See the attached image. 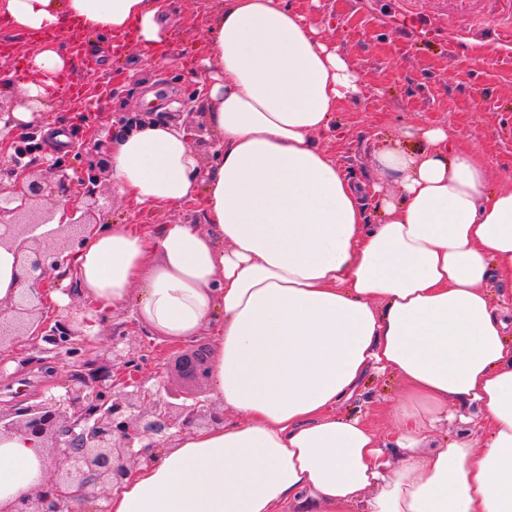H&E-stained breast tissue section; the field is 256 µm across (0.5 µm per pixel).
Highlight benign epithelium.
<instances>
[{
	"label": "benign epithelium",
	"mask_w": 512,
	"mask_h": 512,
	"mask_svg": "<svg viewBox=\"0 0 512 512\" xmlns=\"http://www.w3.org/2000/svg\"><path fill=\"white\" fill-rule=\"evenodd\" d=\"M11 114L0 103V121L12 138L0 154V218H9L0 224V245L23 254V275L17 295L0 306V353L12 352L20 363L29 348L52 353L70 371L64 394L0 411V436L39 439L54 463L46 486L1 505L0 512H109L112 491L139 466L151 464L156 452L193 429L224 424V411L202 399L178 403V395L163 392L161 379L149 383L142 376L145 355L126 330H114L108 346H95L73 317L46 319L45 279L69 264L73 249L96 228L88 201L97 196L102 169L90 166L79 195L72 196L65 165L34 157V132L11 128ZM49 196L70 204L65 236L53 246L37 233L54 218L38 206ZM168 362L197 386L210 385L212 351L206 342L192 337L172 347Z\"/></svg>",
	"instance_id": "7a95c632"
}]
</instances>
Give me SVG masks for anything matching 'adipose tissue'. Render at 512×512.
I'll return each instance as SVG.
<instances>
[{"label": "adipose tissue", "mask_w": 512, "mask_h": 512, "mask_svg": "<svg viewBox=\"0 0 512 512\" xmlns=\"http://www.w3.org/2000/svg\"><path fill=\"white\" fill-rule=\"evenodd\" d=\"M166 0H0L19 33L80 24L165 47ZM215 75L205 92L217 138L210 168L180 124L147 120L111 139L120 193L160 207L203 193L207 230L124 224L94 232L74 274L89 315L134 303L179 342L214 325L211 385L231 419L184 434L114 492L111 512H512V309L485 285L512 281V188L492 192L484 162L427 123L421 149L375 154L356 184L315 134L362 92L339 46L290 0H223L209 23ZM30 124L72 59L57 41L26 58ZM384 217L362 195L385 181ZM371 369L396 375L392 446L337 405ZM477 429L426 449L448 402ZM39 439L0 437V504L42 487Z\"/></svg>", "instance_id": "obj_1"}]
</instances>
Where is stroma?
<instances>
[{
  "mask_svg": "<svg viewBox=\"0 0 512 512\" xmlns=\"http://www.w3.org/2000/svg\"><path fill=\"white\" fill-rule=\"evenodd\" d=\"M167 55L156 59L147 48L130 47L114 59L111 41L100 38L97 67L73 75L83 85L92 109L69 111L57 99L37 123L46 159H64L72 186H79L93 159L92 149L107 153L111 134L136 118L152 116L184 122L181 100L194 98L193 120L201 131L192 144L202 166L214 158L212 134L198 89L209 75L207 27L221 0H166ZM308 20L323 24L322 35L346 54L359 71L363 92L344 106L327 130L317 134L340 165L357 182L374 175L373 156L383 147H408V127L428 122L447 129L455 140L474 150L490 168L492 189L512 186V45L498 42L490 30L464 34L465 23L452 12L450 0H417L413 22L400 20V0H294ZM462 34L456 53L448 38ZM14 42L15 54L0 62V100L23 101L30 75L23 63L32 50L29 38L0 22V41ZM68 135L65 148L51 137L55 129ZM99 201L105 220L138 230L164 224L189 223L205 228L201 201L148 208L121 194L110 179L101 182ZM25 370L5 365L0 370V409L17 400L29 403L62 393L68 371L50 355L31 352ZM405 399L401 380L368 373L355 395L336 410L371 422L384 441L392 434L383 411Z\"/></svg>",
  "mask_w": 512,
  "mask_h": 512,
  "instance_id": "stroma-1",
  "label": "stroma"
}]
</instances>
